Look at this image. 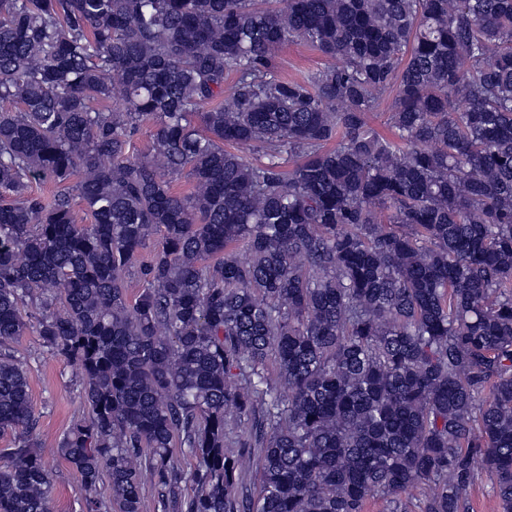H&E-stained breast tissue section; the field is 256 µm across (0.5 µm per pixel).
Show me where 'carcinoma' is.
<instances>
[{"label": "carcinoma", "mask_w": 512, "mask_h": 512, "mask_svg": "<svg viewBox=\"0 0 512 512\" xmlns=\"http://www.w3.org/2000/svg\"><path fill=\"white\" fill-rule=\"evenodd\" d=\"M278 3L0 0V512H49L53 451L87 512L146 470L162 512H468L480 469L512 512V0ZM297 42L328 63L283 79ZM29 331L89 414L54 450Z\"/></svg>", "instance_id": "1"}]
</instances>
